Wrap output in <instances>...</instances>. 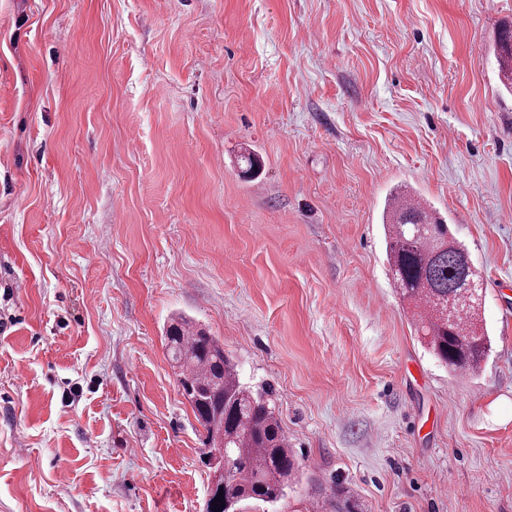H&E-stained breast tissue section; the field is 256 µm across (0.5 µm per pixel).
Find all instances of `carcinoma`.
I'll return each mask as SVG.
<instances>
[{
  "mask_svg": "<svg viewBox=\"0 0 512 512\" xmlns=\"http://www.w3.org/2000/svg\"><path fill=\"white\" fill-rule=\"evenodd\" d=\"M502 84L512 88V32L497 56ZM386 260L402 301L413 307L414 332L453 372L478 369L491 349L479 324L484 288L467 248L448 237V225L426 205L392 199L383 214ZM183 395L206 431L208 444L224 430L230 468L221 498L240 512L246 502L274 505L286 495L298 467L278 418L263 396L241 384L224 346L191 320L178 317L165 333Z\"/></svg>",
  "mask_w": 512,
  "mask_h": 512,
  "instance_id": "1",
  "label": "carcinoma"
}]
</instances>
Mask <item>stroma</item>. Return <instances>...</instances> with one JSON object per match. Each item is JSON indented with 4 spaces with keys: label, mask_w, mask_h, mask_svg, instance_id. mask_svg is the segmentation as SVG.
Listing matches in <instances>:
<instances>
[{
    "label": "stroma",
    "mask_w": 512,
    "mask_h": 512,
    "mask_svg": "<svg viewBox=\"0 0 512 512\" xmlns=\"http://www.w3.org/2000/svg\"><path fill=\"white\" fill-rule=\"evenodd\" d=\"M509 26L512 0H0V512H205L177 316L300 465L247 512H512ZM394 192L481 274L475 373L414 334ZM499 63V77L504 85L512 89V32L505 31L500 39L499 53L497 56Z\"/></svg>",
    "instance_id": "1"
}]
</instances>
